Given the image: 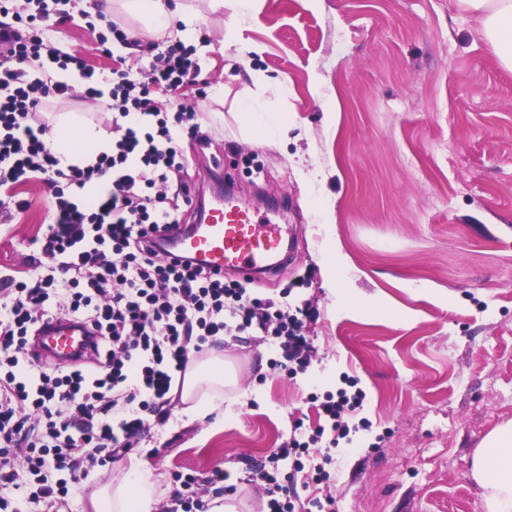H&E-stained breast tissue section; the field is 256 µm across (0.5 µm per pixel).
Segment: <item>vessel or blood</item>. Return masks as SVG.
Returning <instances> with one entry per match:
<instances>
[{
    "mask_svg": "<svg viewBox=\"0 0 512 512\" xmlns=\"http://www.w3.org/2000/svg\"><path fill=\"white\" fill-rule=\"evenodd\" d=\"M173 236L180 252L194 263L245 278L272 269L273 258L283 250L279 225L259 226L254 214L230 195L195 224L174 230ZM88 348L86 327L66 319L42 326L34 341L40 356L58 363L71 361Z\"/></svg>",
    "mask_w": 512,
    "mask_h": 512,
    "instance_id": "1",
    "label": "vessel or blood"
}]
</instances>
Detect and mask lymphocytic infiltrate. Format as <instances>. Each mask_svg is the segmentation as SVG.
Returning a JSON list of instances; mask_svg holds the SVG:
<instances>
[{
	"instance_id": "1",
	"label": "lymphocytic infiltrate",
	"mask_w": 512,
	"mask_h": 512,
	"mask_svg": "<svg viewBox=\"0 0 512 512\" xmlns=\"http://www.w3.org/2000/svg\"><path fill=\"white\" fill-rule=\"evenodd\" d=\"M61 0H0V187L39 175L56 199L27 280H0V512H49L88 487L96 468L139 447L152 424L172 414L176 375L215 343L236 318L238 330L271 336L284 360L306 368L310 345L302 321L270 299L250 296L236 281L172 253L160 258L164 235L186 215L167 205L169 193L192 206L178 181L176 143L197 135L194 107L167 116L154 91L170 92L201 66L193 47L166 38L138 44L137 69H113L98 83L84 60L46 46L36 22L57 15ZM49 59L73 82L32 77ZM83 82L84 99L109 97L112 150L95 163L60 168L38 114ZM111 187L92 201L83 193L104 175ZM64 317L93 332L88 366L57 365L30 351L47 320ZM300 442L256 464L267 512H295L279 460L303 470ZM159 512H208L197 476L178 473ZM17 490L16 500L5 498Z\"/></svg>"
}]
</instances>
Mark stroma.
Listing matches in <instances>:
<instances>
[{"mask_svg": "<svg viewBox=\"0 0 512 512\" xmlns=\"http://www.w3.org/2000/svg\"><path fill=\"white\" fill-rule=\"evenodd\" d=\"M192 3L210 50L197 77L156 96L171 113L193 106L208 137L204 147L180 139L181 178L208 186L219 163L254 211L287 201L292 258L244 285L306 310L312 352L293 373L276 366L262 333L226 331L218 348L237 384L224 390L225 415L193 419L176 403L140 444L138 458L161 477L160 500L175 473L219 468L239 512H263L246 462L296 440L311 445L304 470L289 459L278 469L301 502L483 512L473 454L512 421V69L459 0H259L235 12ZM63 9L70 18L53 23L51 44L78 53L95 78L109 75L128 51H101L103 0ZM260 73L285 83L262 101L287 116V146L260 144L261 129L244 122L243 92ZM53 202L36 178L0 189L12 214L0 223V277H27ZM333 250L342 262L329 289ZM348 377L364 400L345 413L342 438L321 405Z\"/></svg>", "mask_w": 512, "mask_h": 512, "instance_id": "35a3bbf8", "label": "stroma"}]
</instances>
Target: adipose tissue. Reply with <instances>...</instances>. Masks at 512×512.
Masks as SVG:
<instances>
[{"label":"adipose tissue","mask_w":512,"mask_h":512,"mask_svg":"<svg viewBox=\"0 0 512 512\" xmlns=\"http://www.w3.org/2000/svg\"><path fill=\"white\" fill-rule=\"evenodd\" d=\"M478 16L480 32L503 63L512 68V0H461ZM122 8L152 32L171 31L172 19L182 27L180 38H196L199 14L186 0H121ZM48 138L60 167L88 165L111 151L112 139L77 116L56 118ZM228 372L224 358L191 360L184 375L181 399L185 414L204 417L221 410ZM472 477L483 488L484 512H512V421L491 430L472 460ZM160 478L139 458H131L127 475L100 487L92 496L94 512H151Z\"/></svg>","instance_id":"ef3b65f1"}]
</instances>
